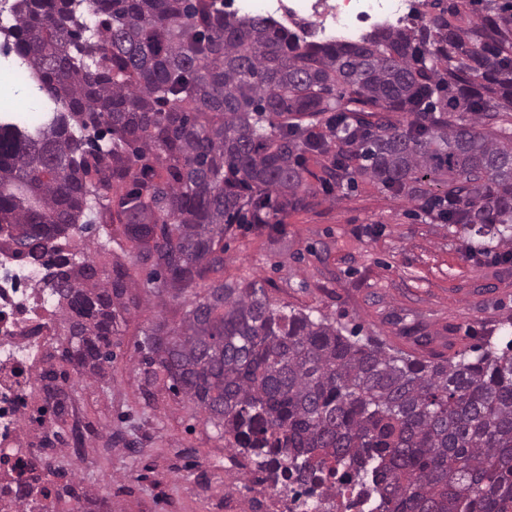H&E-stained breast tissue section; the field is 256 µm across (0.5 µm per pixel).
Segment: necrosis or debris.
<instances>
[{"mask_svg":"<svg viewBox=\"0 0 512 512\" xmlns=\"http://www.w3.org/2000/svg\"><path fill=\"white\" fill-rule=\"evenodd\" d=\"M244 14L275 18L308 28L321 42L355 41L369 23H401L415 16V0H237ZM40 97L28 62L17 56L0 65V112H16L19 96ZM20 122L38 125L40 114L16 112ZM42 267L15 256L0 242V512H20L10 493L31 475L46 446L48 413L33 416L30 404L44 394L40 378L45 355L58 337L56 302L42 288ZM224 512H371L364 485L343 473L325 475L305 497L303 488L275 484L268 471L228 456Z\"/></svg>","mask_w":512,"mask_h":512,"instance_id":"obj_1","label":"necrosis or debris"}]
</instances>
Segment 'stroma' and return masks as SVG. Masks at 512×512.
<instances>
[{"label": "stroma", "instance_id": "1", "mask_svg": "<svg viewBox=\"0 0 512 512\" xmlns=\"http://www.w3.org/2000/svg\"><path fill=\"white\" fill-rule=\"evenodd\" d=\"M324 157L306 158V208L278 214L275 231L234 226L224 240V280L255 282L279 305L325 317L419 357H452L512 339V271L494 256L473 258L459 226L426 208L432 183L397 193L368 176L328 178ZM148 265L131 268L135 303L112 338L104 383L71 375L67 391L111 437L112 453L76 469L105 512H164L165 490L180 512H215L224 500L227 443L168 380L142 393L140 344L152 324L175 323L192 292L157 303Z\"/></svg>", "mask_w": 512, "mask_h": 512}]
</instances>
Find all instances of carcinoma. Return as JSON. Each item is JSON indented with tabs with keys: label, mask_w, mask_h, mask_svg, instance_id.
<instances>
[{
	"label": "carcinoma",
	"mask_w": 512,
	"mask_h": 512,
	"mask_svg": "<svg viewBox=\"0 0 512 512\" xmlns=\"http://www.w3.org/2000/svg\"><path fill=\"white\" fill-rule=\"evenodd\" d=\"M82 2L16 6L15 51L58 116L35 138L0 125V238L50 270L59 360L80 375L112 362L130 267L64 251L96 224L102 248L151 263L144 287L161 300L210 280L180 325L144 333L141 365L145 386L165 375L230 447L303 485L332 462L369 485L376 512H512V340L422 360L219 277L246 214L270 230L306 206L307 153L331 155V176L446 187L440 217L481 238L475 255L511 240L512 15L485 0L503 14L488 34L441 14L322 45L218 0ZM328 112L343 121L313 135ZM114 190L117 207L95 209ZM56 378L43 373L62 443L70 395ZM66 496L95 512L71 483Z\"/></svg>",
	"instance_id": "obj_1"
}]
</instances>
